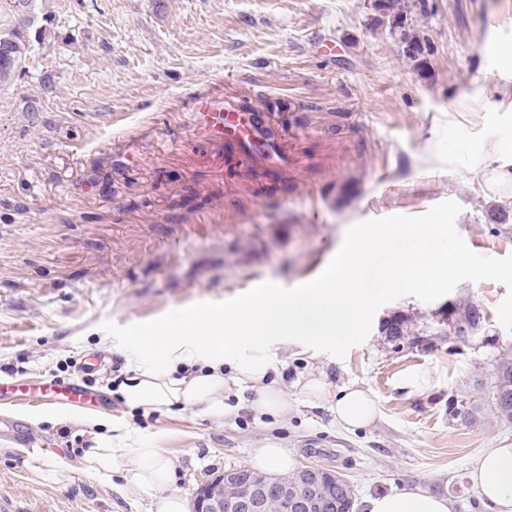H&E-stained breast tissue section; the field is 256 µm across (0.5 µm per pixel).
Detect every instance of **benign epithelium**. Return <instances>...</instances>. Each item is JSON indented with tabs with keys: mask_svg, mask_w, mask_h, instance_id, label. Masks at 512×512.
Listing matches in <instances>:
<instances>
[{
	"mask_svg": "<svg viewBox=\"0 0 512 512\" xmlns=\"http://www.w3.org/2000/svg\"><path fill=\"white\" fill-rule=\"evenodd\" d=\"M323 475L324 469L308 467L289 482H270L248 467H239L199 487L195 512H268L272 498L280 501L282 512H331L336 491L343 486L326 484Z\"/></svg>",
	"mask_w": 512,
	"mask_h": 512,
	"instance_id": "benign-epithelium-1",
	"label": "benign epithelium"
}]
</instances>
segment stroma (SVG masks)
I'll list each match as a JSON object with an SVG mask.
<instances>
[{
    "label": "stroma",
    "instance_id": "stroma-1",
    "mask_svg": "<svg viewBox=\"0 0 512 512\" xmlns=\"http://www.w3.org/2000/svg\"><path fill=\"white\" fill-rule=\"evenodd\" d=\"M408 57L372 0H41L44 43L0 87V376L81 381L105 411L62 415L0 399L27 447L0 435V501L16 512H154L116 471L82 469L102 424L162 449L178 488L250 465L281 442L293 471L342 474L357 500L417 486L456 512H485L469 480L482 449L512 443L485 412L453 419L450 400L489 403L495 360L512 348V193L480 159L512 139V0H402ZM43 112H26L43 81ZM270 112L288 166L242 170L236 149L189 128L193 99ZM440 225L464 263L429 287L391 288L355 336L319 346L270 341L288 414L256 411L255 390L146 412L121 388L135 374L123 342L138 328L236 306L269 286L321 277L363 229ZM477 331L457 335L467 308ZM429 372L432 383L410 378ZM317 374L373 397V425L343 429L299 383ZM69 466L57 483L38 469Z\"/></svg>",
    "mask_w": 512,
    "mask_h": 512
}]
</instances>
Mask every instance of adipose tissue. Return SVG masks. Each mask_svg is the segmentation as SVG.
Returning <instances> with one entry per match:
<instances>
[{"label": "adipose tissue", "mask_w": 512, "mask_h": 512, "mask_svg": "<svg viewBox=\"0 0 512 512\" xmlns=\"http://www.w3.org/2000/svg\"><path fill=\"white\" fill-rule=\"evenodd\" d=\"M414 252L390 248L384 232L359 235L351 250L338 257L318 281L283 294L266 288L248 296L232 311H197L176 322L141 329L126 340L136 375L124 385L125 401L146 411L180 404L224 414L226 393L233 386L258 392L256 410L275 416L288 413L281 384L271 379L272 363L258 347L273 336H304L319 341L353 334L378 294L396 285L433 284L454 273L457 256L441 245L434 225L413 229ZM235 374H224L225 364ZM199 365L191 376H178L179 367ZM308 399L331 402L337 420L348 429H361L376 418L374 403L361 388L350 385L331 393L321 377L308 375L303 383ZM125 470L135 484L150 492L155 512H185L174 486L171 463L162 449L142 448L130 433L100 435L85 459L84 470L104 483ZM479 502L496 512H512V444L484 449L471 472ZM448 495L408 487L379 492L364 500L363 512H455Z\"/></svg>", "instance_id": "adipose-tissue-1"}]
</instances>
